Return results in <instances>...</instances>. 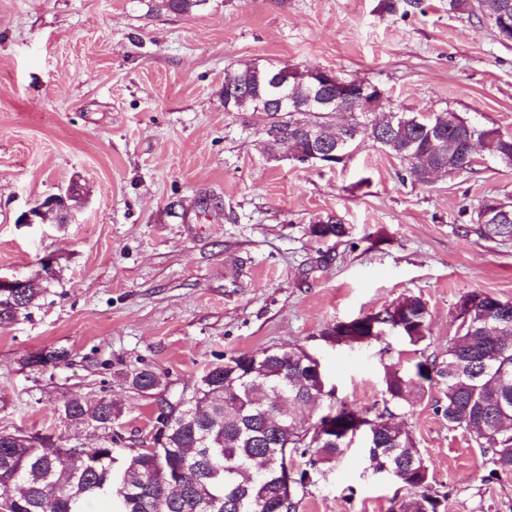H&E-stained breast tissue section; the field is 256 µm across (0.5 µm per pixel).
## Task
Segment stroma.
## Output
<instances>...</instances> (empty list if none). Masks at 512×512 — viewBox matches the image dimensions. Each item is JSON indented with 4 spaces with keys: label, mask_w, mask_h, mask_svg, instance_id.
I'll list each match as a JSON object with an SVG mask.
<instances>
[{
    "label": "stroma",
    "mask_w": 512,
    "mask_h": 512,
    "mask_svg": "<svg viewBox=\"0 0 512 512\" xmlns=\"http://www.w3.org/2000/svg\"><path fill=\"white\" fill-rule=\"evenodd\" d=\"M150 0H0V278L45 280L27 315L0 325V430L100 443L59 415L74 396L112 399L117 451L149 446L159 373L189 396L208 368L265 348L318 358L335 400L381 412L383 368L448 347L469 291L512 299V240L478 236L462 209L512 203V166L421 185L367 135L335 165L264 150L276 114L224 109V70L245 62L367 79L385 109L452 110L512 134V43L448 0H206L186 15ZM64 216L21 213L70 185ZM349 229L320 242L309 227ZM50 268H43V259ZM421 296L430 336L337 345L322 335ZM67 352L36 370L30 357ZM440 378L393 411L417 441L440 512H512V476L448 427ZM362 441L296 494L297 512H391L405 484L365 472ZM129 386L145 397H153L152 391L161 386L160 377L148 369L137 370L128 376Z\"/></svg>",
    "instance_id": "1"
}]
</instances>
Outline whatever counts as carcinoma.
I'll use <instances>...</instances> for the list:
<instances>
[{
    "instance_id": "carcinoma-1",
    "label": "carcinoma",
    "mask_w": 512,
    "mask_h": 512,
    "mask_svg": "<svg viewBox=\"0 0 512 512\" xmlns=\"http://www.w3.org/2000/svg\"><path fill=\"white\" fill-rule=\"evenodd\" d=\"M154 9L190 14L206 0H153ZM448 12L466 14L480 21L505 19L512 27V0H448ZM283 89L293 105L306 107L319 87L309 71L276 66ZM232 77L229 108L257 111L258 98L269 96L265 75L254 65L228 68ZM408 121L386 135L376 128H361L405 166L415 182L426 184L416 165H443L457 174L472 169L474 158L457 133L460 115L448 110L426 117L410 111ZM290 116L275 129L288 139L297 161L318 150V145L294 128ZM477 139L488 154L512 165V135L496 128H478ZM487 199L470 215L474 232L490 240H512V221L481 223V211L492 209ZM320 240L340 239L347 228L332 218L309 228ZM41 280H29L18 289L14 302L0 298V325L13 322L41 296ZM403 309L397 333L418 346L428 339L429 311L417 295H405L376 313L338 322L324 331L326 338L342 343H366L393 319L391 310ZM446 382L443 416L448 426L468 434L489 457L491 473L512 475V300L496 299V306L475 315V326L457 329L448 339L446 358L425 359L405 371L397 364L384 368L387 401L402 405L412 387L432 380ZM129 386L145 397L154 396L160 377L148 369L128 376ZM325 375L314 356L300 347L263 349L232 356L205 371L188 399L157 401L153 434L147 448L119 453L112 447V419L118 411L112 401L93 403L74 397L62 409L64 420L74 426L96 429L101 444L86 451L68 447L39 432L0 431V507L5 512H92L97 503L103 512H295L297 486L349 448L345 439L320 436L315 424L297 414V406L323 392ZM336 418H357L371 433L364 454L371 467L387 464L400 471L414 496L398 512H439L440 495L429 486V470L407 426L399 428L378 414L367 413L345 402ZM309 456L310 470L289 478L286 469L292 453ZM136 481L139 493L124 492L127 480Z\"/></svg>"
}]
</instances>
